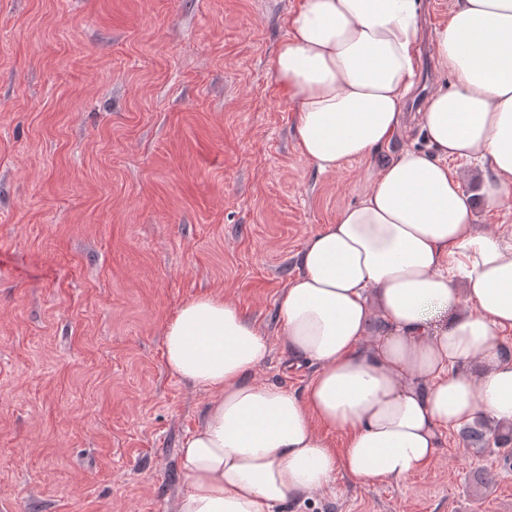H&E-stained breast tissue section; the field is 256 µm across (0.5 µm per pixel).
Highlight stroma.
<instances>
[{
	"instance_id": "obj_1",
	"label": "stroma",
	"mask_w": 512,
	"mask_h": 512,
	"mask_svg": "<svg viewBox=\"0 0 512 512\" xmlns=\"http://www.w3.org/2000/svg\"><path fill=\"white\" fill-rule=\"evenodd\" d=\"M296 0H0V512H174L179 448L209 402L163 360L188 301L234 302L300 391L277 297L368 167L424 146L418 115L369 160L319 172L271 62ZM475 222L512 243L466 162ZM496 484L473 483L477 468ZM279 512H512V468L461 432L402 481Z\"/></svg>"
}]
</instances>
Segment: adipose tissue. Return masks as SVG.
Masks as SVG:
<instances>
[{"label": "adipose tissue", "instance_id": "1", "mask_svg": "<svg viewBox=\"0 0 512 512\" xmlns=\"http://www.w3.org/2000/svg\"><path fill=\"white\" fill-rule=\"evenodd\" d=\"M273 59L297 145L320 172L389 147L417 78L420 0H297ZM452 87L420 115L427 146L367 172L359 200L309 236L278 298L283 349L311 363L303 392L258 379L271 346L219 295L164 332L167 371L209 404L180 447L176 512H277L365 482L425 471L449 431L512 422V244L478 234L452 160L493 176L487 207L512 202V0H452L435 32ZM483 370L467 371L473 361ZM343 430L334 449L324 430Z\"/></svg>", "mask_w": 512, "mask_h": 512}]
</instances>
